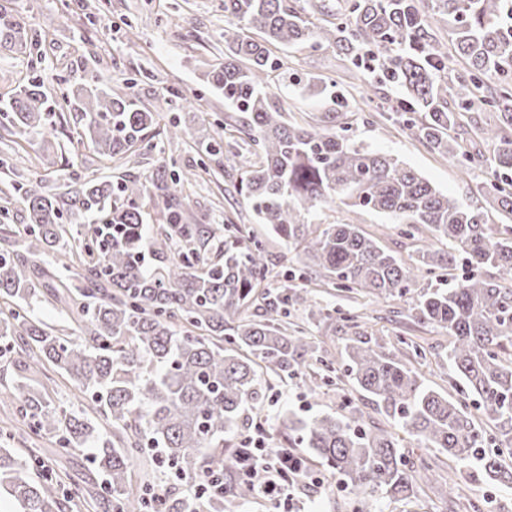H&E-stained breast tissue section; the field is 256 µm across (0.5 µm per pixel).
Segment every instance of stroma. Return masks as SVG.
I'll return each instance as SVG.
<instances>
[{
	"mask_svg": "<svg viewBox=\"0 0 512 512\" xmlns=\"http://www.w3.org/2000/svg\"><path fill=\"white\" fill-rule=\"evenodd\" d=\"M0 10L23 18L36 44L26 50L0 46V102H5L17 81L35 76L43 81L50 101L69 94L90 76L126 93L138 107L155 104L167 90L177 97L162 112L160 128L181 120L187 142L155 139L152 153L133 156L130 164L104 161L88 144L71 143L66 121H56L48 144L26 145L22 154L5 147L10 131L0 127V160L7 166L10 181L26 183L46 175L52 177L109 175L120 180L126 175L145 176L158 165L171 171L205 169L203 181L187 191L182 201L183 215L190 224H236L263 241L269 273L264 288L278 293L288 288L307 287L298 275V257L279 239L256 223L249 202L238 195L233 182L256 162L252 148L241 141L234 129L224 124V99L209 89L206 74L224 46V0H0ZM283 66L272 72L270 90L274 101L298 123H305L328 111L323 96L303 98L289 85L290 75H319L335 82L337 91L348 98L346 121L351 139L366 149L397 158L428 180L433 187L459 202L489 207L477 191L486 170L469 172L441 157L413 137L399 121H375L370 114L376 107L366 93L373 75L365 69H349L335 50L305 47L281 51ZM223 129L220 153L198 152L196 137ZM53 165L45 167L42 155ZM311 224H355L401 258H408L415 240L402 235L399 225L383 214L356 212L336 202L307 214ZM316 300L328 310L364 311L360 333L394 343L396 336H420L427 342L429 358L419 370L427 385L446 390L448 378L437 367L438 355L448 349L444 330L420 324L403 315L399 300L370 297L351 299L334 288L316 290ZM268 415L293 412L306 417L320 411L343 410L346 402L371 410V401L354 387L323 389L312 395L300 381L280 385L262 384ZM0 444L11 448H33L37 454L29 463L32 476H59L67 488L79 487L94 493L101 477L82 448L65 457L58 456L51 438L30 432L14 406L0 404ZM348 494L342 483L328 479L322 485H303L292 501V512H348Z\"/></svg>",
	"mask_w": 512,
	"mask_h": 512,
	"instance_id": "stroma-1",
	"label": "stroma"
}]
</instances>
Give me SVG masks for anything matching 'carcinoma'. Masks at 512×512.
I'll use <instances>...</instances> for the list:
<instances>
[{"mask_svg":"<svg viewBox=\"0 0 512 512\" xmlns=\"http://www.w3.org/2000/svg\"><path fill=\"white\" fill-rule=\"evenodd\" d=\"M313 0L327 16L320 26L299 0H224V60L208 73L224 96V124L259 150V161L234 184L252 205L258 223L299 251L300 276L375 299H400L410 316L448 333L450 390L424 383L415 362L426 348L397 337V346L358 338L341 364L315 357L306 329L288 330L277 319L288 306L308 308V320L332 319L306 288L271 298L257 295L265 280V248L224 237L213 224H184L179 200L196 172L171 175L158 166L146 179L83 182L38 178L4 195L22 207L26 224H0V338L12 340L18 368L6 398L36 434L55 438L61 453L90 446L91 464L102 473L96 497L79 490L60 498L49 478L25 473L30 448L0 447V489L14 497L18 512H79L112 501V512H239L257 498L244 478L246 448L229 445L239 427L259 424L288 431V447L303 479L323 469L339 479L360 505L375 495L411 503L436 476V461L417 455L435 448L464 465L478 463L487 477L512 485V287L486 275L493 268L512 278V224H497L486 209L464 206L435 189L398 159L356 145L341 112H322L301 126L285 118L267 92L280 68L273 49L326 44L356 68L372 62L376 83L401 90L396 117L418 140L459 167L482 164L480 152L460 148L449 132L479 104L495 124H473L472 139L492 148L485 196L512 217V0ZM448 27L450 43L437 31ZM27 29L15 17L0 19V41L27 45ZM463 66L448 67V45ZM159 107L137 108L107 84H83L68 97L94 151L106 160L153 148L147 140ZM0 118L25 142H44L52 121L44 84L18 83ZM152 194L169 224L153 243L155 264L144 267L143 215L139 200ZM340 200L365 212L391 217L401 234L422 241L404 262L356 224L320 229L301 219ZM94 225L86 238L68 231L65 220ZM426 229L443 244L419 237ZM55 248L85 267L79 284L43 265ZM461 278L448 279L458 264ZM428 276L427 287L418 280ZM57 307L73 325L64 333L29 312L36 303ZM67 377L88 403L72 414L50 407L39 372L25 361ZM267 374L286 385L305 378L319 384H350L364 392L375 411L392 421L387 429L360 410L318 413L271 421L263 415ZM477 401L476 416L467 399ZM140 460L141 489L131 488L130 462ZM224 472V494L192 498L166 493L147 497L154 475Z\"/></svg>","mask_w":512,"mask_h":512,"instance_id":"carcinoma-1","label":"carcinoma"}]
</instances>
